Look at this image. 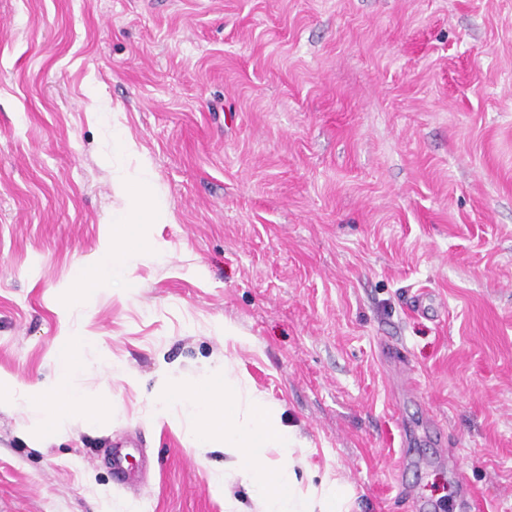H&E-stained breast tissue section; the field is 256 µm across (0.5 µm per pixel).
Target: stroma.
I'll list each match as a JSON object with an SVG mask.
<instances>
[{
  "mask_svg": "<svg viewBox=\"0 0 512 512\" xmlns=\"http://www.w3.org/2000/svg\"><path fill=\"white\" fill-rule=\"evenodd\" d=\"M119 133L169 219L89 290ZM65 333L112 418L44 445L1 410L0 512H224L223 454L152 415L161 374L223 362L351 512H512V0H0V377L52 379Z\"/></svg>",
  "mask_w": 512,
  "mask_h": 512,
  "instance_id": "1",
  "label": "stroma"
}]
</instances>
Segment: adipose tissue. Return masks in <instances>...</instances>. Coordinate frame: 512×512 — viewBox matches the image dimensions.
I'll list each match as a JSON object with an SVG mask.
<instances>
[{
    "label": "adipose tissue",
    "mask_w": 512,
    "mask_h": 512,
    "mask_svg": "<svg viewBox=\"0 0 512 512\" xmlns=\"http://www.w3.org/2000/svg\"><path fill=\"white\" fill-rule=\"evenodd\" d=\"M152 170L142 165L136 179L121 182L122 209L112 217L113 239L134 246L132 232L142 224H162L166 216L149 193ZM56 377L49 383L22 384L0 380V407L23 403L33 409L34 424L41 437L57 434L80 418L92 422L98 409L71 385L74 374L84 368L74 337H60L55 345ZM180 408L195 423L187 441L197 455L209 449L224 454V476L251 488L254 512H351L340 483L323 477L319 483H303L308 443L295 428L282 422L280 408L264 392L241 388L228 364L213 367L203 378H165L155 397V418L169 417Z\"/></svg>",
    "instance_id": "ef3b65f1"
}]
</instances>
